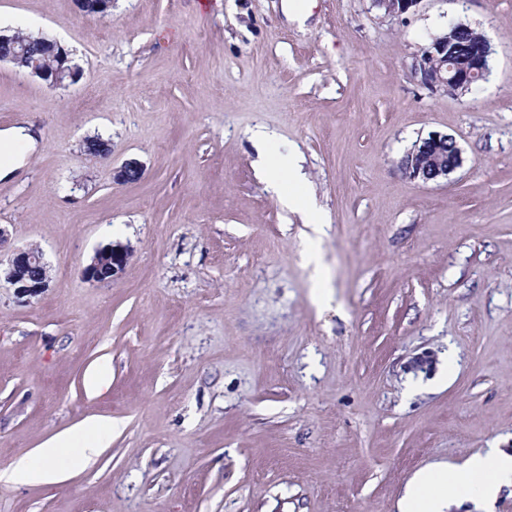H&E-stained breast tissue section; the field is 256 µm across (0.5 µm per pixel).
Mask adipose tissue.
<instances>
[{"mask_svg":"<svg viewBox=\"0 0 512 512\" xmlns=\"http://www.w3.org/2000/svg\"><path fill=\"white\" fill-rule=\"evenodd\" d=\"M289 170L291 184H284L282 170ZM269 187L280 201L293 211L302 213L313 232H322L324 222L309 205L302 186L303 175L298 157L288 155L266 172ZM111 425L93 423L77 432L58 434L41 444L31 458L20 461L10 477L19 482L53 484L67 477V460L85 458L87 453L102 447ZM512 486V453L500 448L472 454L460 466L430 465L410 480L399 512H448L452 505L476 499L486 512L491 509L502 487Z\"/></svg>","mask_w":512,"mask_h":512,"instance_id":"ef3b65f1","label":"adipose tissue"}]
</instances>
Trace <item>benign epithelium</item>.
Here are the masks:
<instances>
[{"label":"benign epithelium","mask_w":512,"mask_h":512,"mask_svg":"<svg viewBox=\"0 0 512 512\" xmlns=\"http://www.w3.org/2000/svg\"><path fill=\"white\" fill-rule=\"evenodd\" d=\"M421 0H373L374 6L390 16H401L416 11ZM80 12L105 18L112 0H76ZM450 31L434 38L429 47L415 58L411 74L419 85L431 91L443 90L453 97L462 96L486 79L492 50L487 38L479 33L466 41L461 31L471 29L463 21L448 23ZM48 55L55 64L46 67L39 61L28 65V74L51 87H66L80 76L72 64L70 52L59 42L48 45ZM463 165L462 149L448 134L431 132L419 139L400 161V170L411 180L423 184L446 179ZM119 267L113 247L98 249L81 271L89 283H110ZM6 280L19 296H36L49 287L48 266L42 253L28 248L14 252L6 269Z\"/></svg>","instance_id":"7a95c632"}]
</instances>
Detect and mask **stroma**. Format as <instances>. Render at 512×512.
I'll return each mask as SVG.
<instances>
[{
	"label": "stroma",
	"mask_w": 512,
	"mask_h": 512,
	"mask_svg": "<svg viewBox=\"0 0 512 512\" xmlns=\"http://www.w3.org/2000/svg\"><path fill=\"white\" fill-rule=\"evenodd\" d=\"M452 19L492 48L460 97L411 76ZM0 27L81 69L53 89L0 63V129L41 132L0 180V259L37 247L51 276L30 299L0 278V512H397L426 465L512 449V0L400 17L372 0H112L104 20L0 0ZM433 131L464 162L422 184L399 164ZM96 134L109 159L84 153ZM290 150L324 218L314 243L263 181ZM128 161L138 180L116 183ZM108 244L123 266L86 282ZM107 420L63 482L5 479Z\"/></svg>",
	"instance_id": "obj_1"
}]
</instances>
